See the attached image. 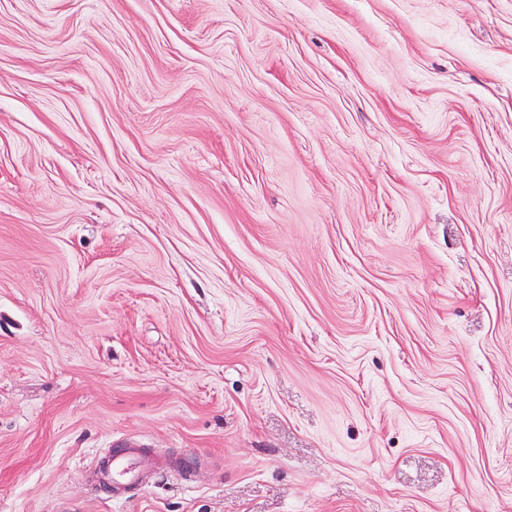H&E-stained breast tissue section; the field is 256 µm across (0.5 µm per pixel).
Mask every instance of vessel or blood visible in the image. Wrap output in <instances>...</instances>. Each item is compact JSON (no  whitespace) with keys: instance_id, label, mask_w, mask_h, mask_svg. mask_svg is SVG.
<instances>
[{"instance_id":"1","label":"vessel or blood","mask_w":512,"mask_h":512,"mask_svg":"<svg viewBox=\"0 0 512 512\" xmlns=\"http://www.w3.org/2000/svg\"><path fill=\"white\" fill-rule=\"evenodd\" d=\"M160 458L150 454L140 444L129 440L119 447L106 450L99 461V482L113 496L144 485L148 476L163 469Z\"/></svg>"}]
</instances>
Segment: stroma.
Listing matches in <instances>:
<instances>
[{
  "mask_svg": "<svg viewBox=\"0 0 512 512\" xmlns=\"http://www.w3.org/2000/svg\"><path fill=\"white\" fill-rule=\"evenodd\" d=\"M0 512H512V0H0ZM160 458L150 454L133 440L117 448L108 449L99 461V483L112 489L113 497H120L126 490L143 486L148 476L163 469Z\"/></svg>",
  "mask_w": 512,
  "mask_h": 512,
  "instance_id": "1",
  "label": "stroma"
}]
</instances>
